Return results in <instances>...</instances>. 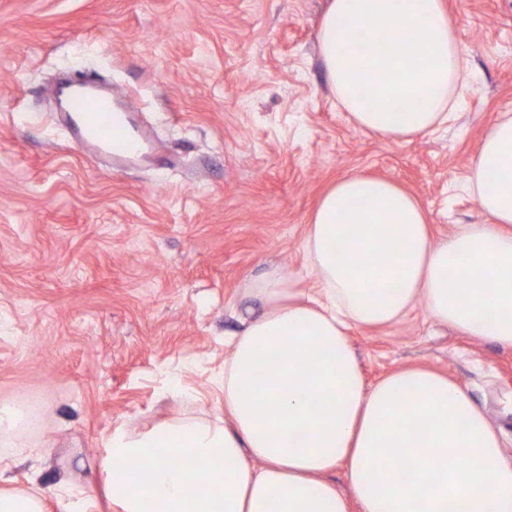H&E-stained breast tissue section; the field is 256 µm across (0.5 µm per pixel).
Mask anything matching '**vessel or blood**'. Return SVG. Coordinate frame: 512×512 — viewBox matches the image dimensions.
<instances>
[{
    "instance_id": "vessel-or-blood-1",
    "label": "vessel or blood",
    "mask_w": 512,
    "mask_h": 512,
    "mask_svg": "<svg viewBox=\"0 0 512 512\" xmlns=\"http://www.w3.org/2000/svg\"><path fill=\"white\" fill-rule=\"evenodd\" d=\"M65 99V118L81 149L103 154L118 164L142 152L144 138L131 132L128 110L115 103L112 90L84 77L71 83Z\"/></svg>"
}]
</instances>
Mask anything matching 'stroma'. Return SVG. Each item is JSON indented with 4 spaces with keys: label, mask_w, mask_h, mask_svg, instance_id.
Segmentation results:
<instances>
[{
    "label": "stroma",
    "mask_w": 512,
    "mask_h": 512,
    "mask_svg": "<svg viewBox=\"0 0 512 512\" xmlns=\"http://www.w3.org/2000/svg\"><path fill=\"white\" fill-rule=\"evenodd\" d=\"M469 72L447 129L388 143L336 105L317 44L327 0H0V406L50 512L59 482L113 512L115 427L224 411L227 342L272 270L311 292L304 236L321 194L363 172L414 195L434 236L487 217L466 183L512 113V0H445ZM98 75L137 100L152 144L125 166L79 148L46 99ZM350 340L367 382L423 365L466 389L512 462V346L424 305ZM29 421L28 415L17 407H0V446L13 448L12 454L16 458H29L33 456V448L12 441L9 436Z\"/></svg>",
    "instance_id": "1"
}]
</instances>
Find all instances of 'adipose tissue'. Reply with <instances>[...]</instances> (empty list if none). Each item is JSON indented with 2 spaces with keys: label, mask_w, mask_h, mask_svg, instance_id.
I'll list each match as a JSON object with an SVG mask.
<instances>
[{
  "label": "adipose tissue",
  "mask_w": 512,
  "mask_h": 512,
  "mask_svg": "<svg viewBox=\"0 0 512 512\" xmlns=\"http://www.w3.org/2000/svg\"><path fill=\"white\" fill-rule=\"evenodd\" d=\"M385 35L388 55L370 57ZM318 47L337 104L396 142L447 123L463 61L443 0H328ZM488 217L433 238L415 197L350 174L321 196L305 248L317 288L272 273L249 290L218 383L224 413L186 414L105 438L119 512H512V464L466 390L427 368L366 385L352 327H383L423 303L463 335L512 346V113L480 142L467 178ZM343 251H336V244ZM183 459L180 467L168 457ZM344 469L348 490L332 480ZM0 512H46L37 485L0 464Z\"/></svg>",
  "instance_id": "ef3b65f1"
}]
</instances>
